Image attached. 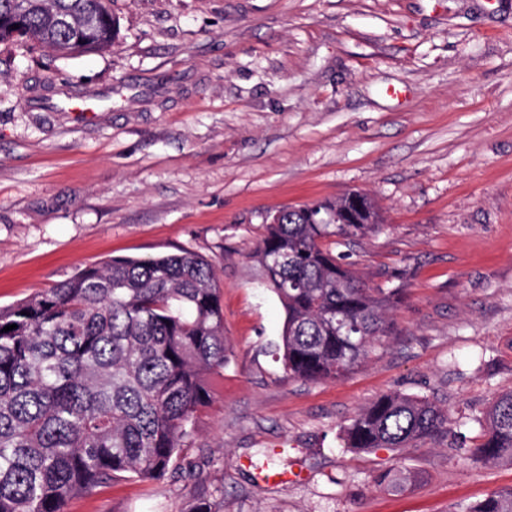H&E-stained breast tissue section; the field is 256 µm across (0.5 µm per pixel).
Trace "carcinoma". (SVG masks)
<instances>
[{
    "label": "carcinoma",
    "instance_id": "obj_1",
    "mask_svg": "<svg viewBox=\"0 0 512 512\" xmlns=\"http://www.w3.org/2000/svg\"><path fill=\"white\" fill-rule=\"evenodd\" d=\"M100 5L0 0V44L22 43L11 29L19 6L32 42L66 56L103 51L117 36L112 15L89 43L73 44V22ZM380 221L359 192L267 216L255 257L284 309L277 359L289 376L343 377L393 329L389 311L402 298L400 285H369L335 252ZM229 355L214 265L187 250L91 264L0 307V512H66L72 497L125 473L163 477L187 447L211 400L209 380ZM448 420L435 403L393 392L361 408L342 440L355 451L404 448ZM466 455L512 462V391L497 398ZM414 481L399 469L374 478L392 491ZM464 512H512V488Z\"/></svg>",
    "mask_w": 512,
    "mask_h": 512
}]
</instances>
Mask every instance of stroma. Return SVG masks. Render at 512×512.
<instances>
[{"instance_id": "35a3bbf8", "label": "stroma", "mask_w": 512, "mask_h": 512, "mask_svg": "<svg viewBox=\"0 0 512 512\" xmlns=\"http://www.w3.org/2000/svg\"><path fill=\"white\" fill-rule=\"evenodd\" d=\"M105 51L0 44V306L115 256L190 250L221 282L232 350L184 464L125 476L66 512H462L512 488L465 458L512 391V0H114ZM126 83L125 103L35 111ZM364 191L380 231L349 262L407 290L349 375L288 377L284 310L252 259L266 216ZM399 392L446 432L356 452L340 434ZM410 471L405 490L374 484Z\"/></svg>"}]
</instances>
